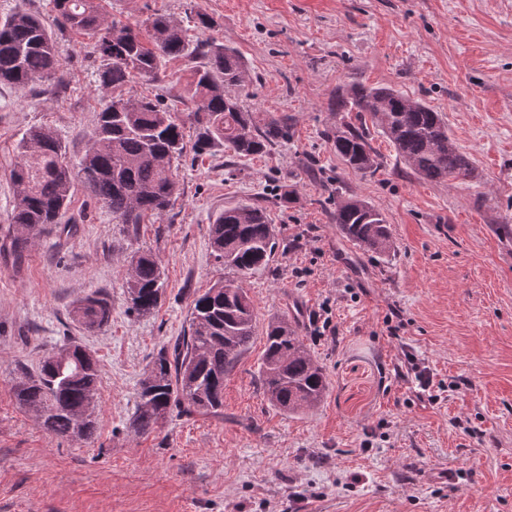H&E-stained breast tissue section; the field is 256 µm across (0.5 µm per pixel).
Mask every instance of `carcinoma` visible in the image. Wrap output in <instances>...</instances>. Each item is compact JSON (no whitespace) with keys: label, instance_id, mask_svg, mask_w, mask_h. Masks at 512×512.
Returning a JSON list of instances; mask_svg holds the SVG:
<instances>
[{"label":"carcinoma","instance_id":"obj_1","mask_svg":"<svg viewBox=\"0 0 512 512\" xmlns=\"http://www.w3.org/2000/svg\"><path fill=\"white\" fill-rule=\"evenodd\" d=\"M57 21L95 38L102 61L101 86L119 89L133 75L156 77L170 59L202 57L185 88L195 103L190 113L199 152L226 150L236 157L266 152L288 138L285 118H261L244 108L238 89L245 64L232 48L214 42L191 45L176 21L159 15L144 41L127 24L108 22L96 0H53ZM61 60L52 31L38 15L18 10L0 22V85L24 89L56 76ZM336 111L344 113L333 133L336 155L350 168L375 173L378 155L370 128L386 137L415 175L431 182L470 178L468 154L448 135L441 114L425 103L385 86L358 84L336 92ZM21 161L11 174L16 234L9 251L20 257L46 224H56L80 181L123 224L161 215L178 191L173 162L183 152V130L174 113L152 100L113 96L98 113L91 142L77 166L67 160L50 131L29 129L19 142ZM334 223L361 251L388 256L395 251L390 225L370 202L349 197L336 202ZM215 260L237 274L196 296L189 329L169 351L159 350L140 382L139 403L130 422L134 433L157 429L174 410L221 415L224 375L248 350L256 330L254 305L240 279L269 266L276 250L274 226L258 203L224 209L209 225ZM129 309L151 315L161 302L160 267L140 255L127 281ZM73 318L89 330L112 319V303L102 291L82 298ZM261 383L272 406L288 414L315 408L328 381L297 325L282 318L268 322ZM73 345L60 347L39 372L13 386L16 402L33 412L43 430L55 437L86 441L96 431L92 410L98 385L96 364L85 362Z\"/></svg>","mask_w":512,"mask_h":512}]
</instances>
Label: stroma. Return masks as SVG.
Segmentation results:
<instances>
[{
	"label": "stroma",
	"instance_id": "1",
	"mask_svg": "<svg viewBox=\"0 0 512 512\" xmlns=\"http://www.w3.org/2000/svg\"><path fill=\"white\" fill-rule=\"evenodd\" d=\"M108 19L149 31L159 15L190 40L236 49L240 99L263 117L288 116L286 141L237 158L193 150L191 65L169 61L120 93L162 103L183 125L179 193L161 216L122 224L83 186L59 223L16 263L0 253V512H512V0H101ZM54 25L61 71L18 90L0 86V244L9 242L10 174L33 127L78 161L104 101L91 36L55 26L53 0H0ZM207 15L209 28L191 26ZM387 86L441 112L475 178L419 179L381 134L376 174L348 168L330 137L338 88ZM294 191L280 198L282 186ZM359 197L391 226L396 251L363 254L337 230V198ZM259 200L279 246L243 278L256 333L224 377L220 416L170 415L130 431L140 382L161 347L188 328L193 299L230 277L209 226L224 208ZM70 232H63V225ZM157 258L160 307L127 310L133 256ZM100 290L112 319L73 320ZM330 302L336 333L313 335ZM295 322L328 381L324 401L295 415L260 382L268 321ZM90 352L100 384L96 432L48 435L13 386L66 343ZM428 367L438 402L419 388Z\"/></svg>",
	"mask_w": 512,
	"mask_h": 512
}]
</instances>
